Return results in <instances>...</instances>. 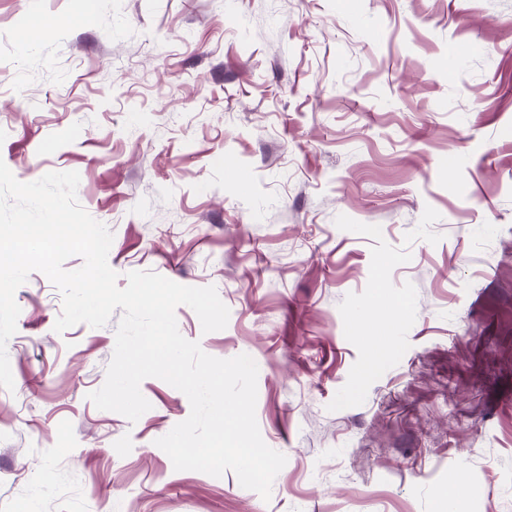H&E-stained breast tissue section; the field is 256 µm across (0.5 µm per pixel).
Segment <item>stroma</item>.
Returning a JSON list of instances; mask_svg holds the SVG:
<instances>
[{
    "instance_id": "stroma-1",
    "label": "stroma",
    "mask_w": 512,
    "mask_h": 512,
    "mask_svg": "<svg viewBox=\"0 0 512 512\" xmlns=\"http://www.w3.org/2000/svg\"><path fill=\"white\" fill-rule=\"evenodd\" d=\"M0 160L78 172L119 287H216L227 327L179 331L254 359L287 458L266 501L174 470L187 397L97 409L122 313L55 332L35 271L0 512H512V0H0Z\"/></svg>"
}]
</instances>
